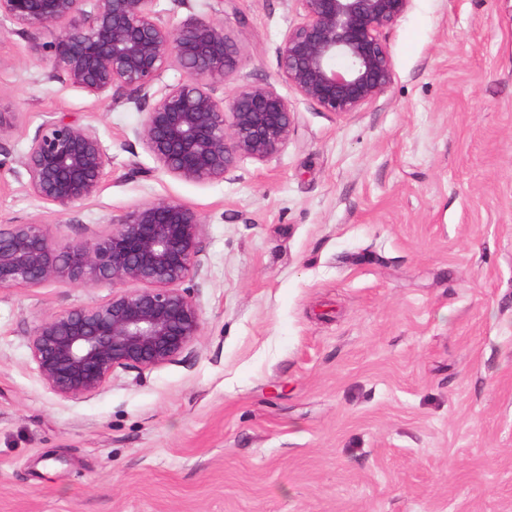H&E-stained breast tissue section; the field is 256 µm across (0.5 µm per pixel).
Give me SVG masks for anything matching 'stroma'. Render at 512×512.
I'll return each instance as SVG.
<instances>
[{
	"label": "stroma",
	"mask_w": 512,
	"mask_h": 512,
	"mask_svg": "<svg viewBox=\"0 0 512 512\" xmlns=\"http://www.w3.org/2000/svg\"><path fill=\"white\" fill-rule=\"evenodd\" d=\"M223 22L238 79L294 132L228 179L162 172L144 113L52 78L0 23V225L66 246L158 198L197 209L202 332L172 361L74 400L30 356L42 317L107 285L0 291V512H512V0H414L383 32L390 90L336 115L282 78L298 0H159ZM92 125L110 158L64 214L17 173L38 126Z\"/></svg>",
	"instance_id": "obj_1"
}]
</instances>
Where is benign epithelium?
<instances>
[{
  "mask_svg": "<svg viewBox=\"0 0 512 512\" xmlns=\"http://www.w3.org/2000/svg\"><path fill=\"white\" fill-rule=\"evenodd\" d=\"M158 0H0V19L37 41L52 75L106 100L126 89L147 105L135 136L160 169L182 181H223L241 157L264 160L288 145L294 115L266 84L217 96L238 76L237 50L224 23L189 19L174 28ZM301 20L276 48L282 77L305 99L335 115L360 112L394 81L382 32L413 0H297ZM181 72L162 83L171 66ZM111 158L95 128L45 120L17 177L37 199L64 213L101 190ZM203 219L192 206L157 199L112 218L90 242L57 246L38 221L0 227V289L50 282L116 291L105 302L42 318L30 338L44 384L69 399L101 389L118 368H153L173 360L202 331L191 289L202 267Z\"/></svg>",
  "mask_w": 512,
  "mask_h": 512,
  "instance_id": "benign-epithelium-1",
  "label": "benign epithelium"
}]
</instances>
